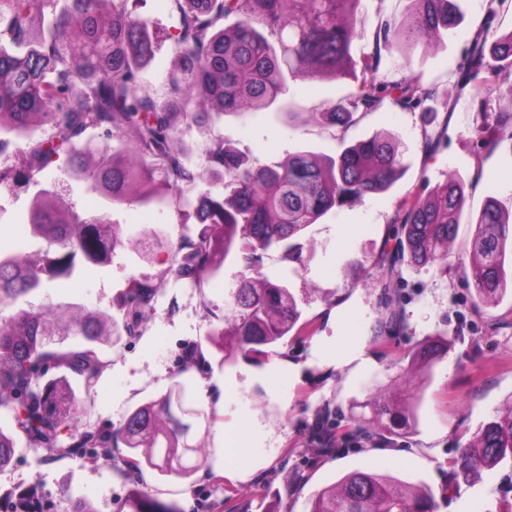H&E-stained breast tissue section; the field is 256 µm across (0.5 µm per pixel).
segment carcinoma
Masks as SVG:
<instances>
[{"instance_id": "obj_1", "label": "carcinoma", "mask_w": 512, "mask_h": 512, "mask_svg": "<svg viewBox=\"0 0 512 512\" xmlns=\"http://www.w3.org/2000/svg\"><path fill=\"white\" fill-rule=\"evenodd\" d=\"M141 0H0V128L18 140L13 164L0 168V189L9 183L34 189L22 224L38 244L33 253L0 248V470L10 465L17 438L43 449L50 459L73 453L95 460L94 448L121 443L120 477L135 480L148 468L185 478L204 455L195 440L209 413L175 380L165 393L128 412L113 432L83 430L66 446L59 435L73 420L75 395L65 380L43 382L54 367L77 376L89 393L108 366L102 358L103 317L72 305L35 306L26 297L79 266H105L118 248H136L114 208H170L180 217L177 238L166 248L169 264L155 278H131L113 305L112 336H137L151 319L164 281L201 286L217 276L230 256L256 273L225 293L224 316L205 343L230 364L242 356L256 362L296 327L301 311L286 284L260 273L262 255L278 248L302 263L297 242L333 208L388 190L402 171V151L391 135L360 139L318 160L306 151L273 166L250 159L215 138L199 165L188 160L184 132L214 128L227 113L261 111L275 104L292 82L351 78L358 92L327 102L315 116L347 129L356 114L389 101L414 111L434 96L419 78H378L381 51L398 47L411 57L441 40L462 21V0H409L402 18L383 17L367 33L357 16L359 0H171L177 17L171 52L176 68L161 92L143 85L142 72L158 49L153 21L138 12ZM512 0H485V29L473 34L456 69L457 86L480 95L484 86L512 98V30L487 43V29ZM372 37L361 60L351 45ZM478 144L512 142V111L496 112L481 99ZM62 162L67 176L85 183L107 211L89 220L76 204H60L59 187L39 175ZM209 180L231 188L189 197L183 189ZM462 180H447L426 196L402 205L400 236L375 265L387 281L407 262L421 268L446 264L464 206ZM512 239V213L491 199L478 215L468 242V277L479 309L508 290L505 259ZM397 297H385L374 336L401 328ZM444 353L429 342L411 355L408 375L422 374ZM367 427L405 436L418 422L417 403L396 387L370 404ZM512 460V404L482 424L453 464L456 482L475 485L483 472ZM121 512H175L166 501L133 488ZM309 512H432L426 489L387 475L356 469L318 491Z\"/></svg>"}]
</instances>
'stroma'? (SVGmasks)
I'll return each mask as SVG.
<instances>
[{
	"mask_svg": "<svg viewBox=\"0 0 512 512\" xmlns=\"http://www.w3.org/2000/svg\"><path fill=\"white\" fill-rule=\"evenodd\" d=\"M462 10L460 25L440 48L418 49L409 59L394 49L383 54L387 76L409 71L434 89L431 113L386 104L348 130L328 127L313 120V112L323 103L351 97L357 85L324 78L290 85L286 99L300 113L295 123H288L274 105L227 115L211 131L185 133L193 162H200L213 137L220 135L259 165L285 161L300 150L333 156L343 143L389 134L401 144L404 171L387 191L334 209L311 225L303 239L304 265L283 260L277 250L263 255V272L287 282L305 324L303 332L269 346V356L299 365V375L267 373L241 357L223 366L209 346L204 354L210 369L186 366V350L202 343L211 323L224 314L226 289L246 274L238 261L229 259L204 287L165 282L143 333L114 337L102 345L108 367L93 390L74 385L76 424L81 428L111 431L128 410L163 394L175 376L212 412L200 468L186 478L151 470L141 478L144 487L172 502L176 512H309L318 490L358 468L427 489L433 512H498L501 503L512 501L511 461L484 472L473 486L451 478V462L471 434L512 400V295L475 309L464 252L489 198L512 209V143L473 152L481 100L458 91L455 70L468 40L484 22V0H463ZM142 12L153 19L159 46L143 83L157 90L171 68L177 18L169 0H145ZM428 132L442 136L436 149L424 146ZM451 174L464 182L465 204L448 270L403 267L397 288L404 326L393 335L374 338L384 288L367 271L394 247L403 201L427 195ZM30 197L26 189L0 194L5 209L0 240L10 248L25 246L19 220ZM112 218L131 237L178 234L179 218L170 209H117ZM168 261L163 248L147 259L119 250L111 264L52 282L48 292L57 301L108 310L127 279L154 277ZM432 338L447 340V354L434 363L425 386L414 381L405 386L421 394L416 431L387 438L359 432L362 402L403 375L410 352ZM229 386L237 394L226 400L222 390ZM227 426L248 435L256 468L247 480L232 482L224 476L221 432ZM324 426L333 436L329 452L320 442ZM119 465L118 455L110 452L93 464L80 456L50 461L43 449L19 444L11 464L0 470V512H9L10 500L28 493L39 498L42 512H71L79 499L90 501L96 512H118L131 488L118 476Z\"/></svg>",
	"mask_w": 512,
	"mask_h": 512,
	"instance_id": "obj_1",
	"label": "stroma"
}]
</instances>
